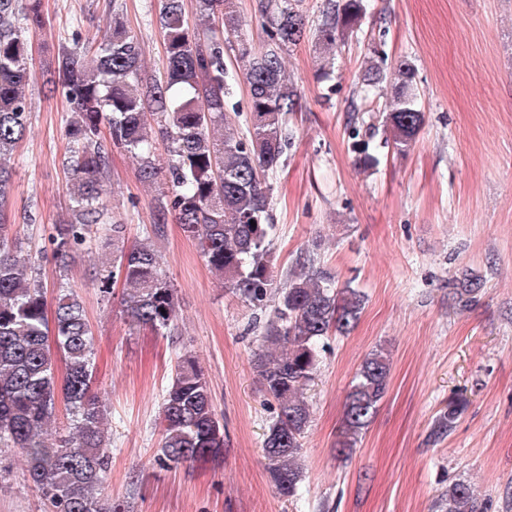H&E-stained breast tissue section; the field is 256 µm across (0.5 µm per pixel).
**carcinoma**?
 I'll return each mask as SVG.
<instances>
[{
	"mask_svg": "<svg viewBox=\"0 0 512 512\" xmlns=\"http://www.w3.org/2000/svg\"><path fill=\"white\" fill-rule=\"evenodd\" d=\"M302 0H259L266 39L254 47L242 38L236 0H194L188 25L184 0H163L156 23L166 49L163 73L148 69L138 38L126 28L120 4L104 38L85 44L72 37L54 55L46 95L62 93L72 105L67 121L64 165L68 171L70 218L51 225L48 242L57 274L47 303L39 268L18 254L20 243L6 223L16 151L28 132L33 80L26 33L44 24L41 0H0V447L21 454L43 512H130L129 502L103 500L101 490L112 458L109 412L94 392L96 355L83 301L69 286L73 254L92 236L112 240V265L95 270L101 296L123 286L122 314L140 329L165 334L174 329L177 291L155 242L175 220L193 240L228 293L254 309L273 311L260 326L252 368L276 416L262 442L276 494L289 500L303 477L302 440L310 420L305 390L314 380L319 349L332 334L357 323L365 295L341 287L316 267L317 253H300L282 286L274 284L271 262L272 186L287 166L293 139L289 114L300 95L288 75L286 54L314 34L321 78L336 67L340 45L362 25L364 0H324L315 28L308 29ZM249 89V121L240 127L227 115L238 74ZM378 61L365 62L362 85L385 98L381 127L372 111L352 101L350 138L363 168L378 164L370 146L402 153L425 123L414 68L403 62L393 81ZM167 157L154 154L157 137ZM135 162L138 181L157 188L145 236L128 243L127 225L108 208L112 149ZM483 280L465 274L454 283L458 298L477 295ZM391 366L384 349L363 359L345 402L336 457L346 458L360 441L385 397ZM71 415V431L48 442L60 405ZM467 400L448 401L431 436L447 435ZM162 431L155 462L162 470L215 461L224 449V425L213 403L208 376L192 352L180 353L159 411ZM440 512H485L471 484L458 481L441 493Z\"/></svg>",
	"mask_w": 512,
	"mask_h": 512,
	"instance_id": "obj_1",
	"label": "carcinoma"
}]
</instances>
